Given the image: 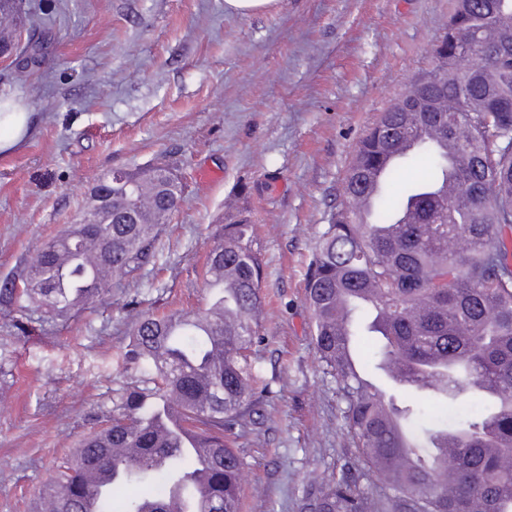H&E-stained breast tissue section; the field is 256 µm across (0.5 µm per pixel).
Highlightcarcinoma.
Wrapping results in <instances>:
<instances>
[{"instance_id": "carcinoma-1", "label": "carcinoma", "mask_w": 512, "mask_h": 512, "mask_svg": "<svg viewBox=\"0 0 512 512\" xmlns=\"http://www.w3.org/2000/svg\"><path fill=\"white\" fill-rule=\"evenodd\" d=\"M447 25L488 55L471 59L448 40L428 71L431 89L408 90L361 135L342 182L347 202L308 263L312 339L356 453L330 479L312 476L320 489L304 512H512V0H455ZM403 136L416 147L387 165ZM441 141L459 156L452 194ZM383 167L370 218L359 220L349 199ZM406 169L415 177L403 184ZM128 188L141 224L124 223ZM112 194V223L71 225L27 265L23 288L7 282L0 296L55 313L91 307L155 263L159 228L185 199L183 182L168 164H154L127 171ZM411 208L414 223H398ZM451 237L467 248L448 250ZM264 275L251 225H224L205 271L221 280L217 293L193 314L142 315L127 353L141 378L113 395L112 418L57 467L38 496L56 502L48 512H86V457L112 469V487L138 488L122 512H164L146 505L170 501L178 487L199 502L191 512H239L243 461L230 435L256 423L265 393L247 359ZM358 314L380 337L376 369L387 375L398 364L403 388L483 409L453 427L418 431L424 410L406 405L397 432L387 418L393 400L359 364ZM479 383L496 395L474 390ZM157 455L164 465L153 463Z\"/></svg>"}]
</instances>
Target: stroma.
<instances>
[{
  "instance_id": "35a3bbf8",
  "label": "stroma",
  "mask_w": 512,
  "mask_h": 512,
  "mask_svg": "<svg viewBox=\"0 0 512 512\" xmlns=\"http://www.w3.org/2000/svg\"><path fill=\"white\" fill-rule=\"evenodd\" d=\"M38 66L0 64V96L39 121L0 158V284L74 223L95 175L170 160L186 200L162 252L107 304L48 315L0 301V512L34 497L139 374L124 356L143 313L205 304L220 226L245 220L265 262L249 357L270 393L232 440L239 512H301L308 475L355 448L312 342L305 274L355 145L436 64L453 0H23ZM278 0H225L224 9L232 14L246 17L270 9Z\"/></svg>"
}]
</instances>
